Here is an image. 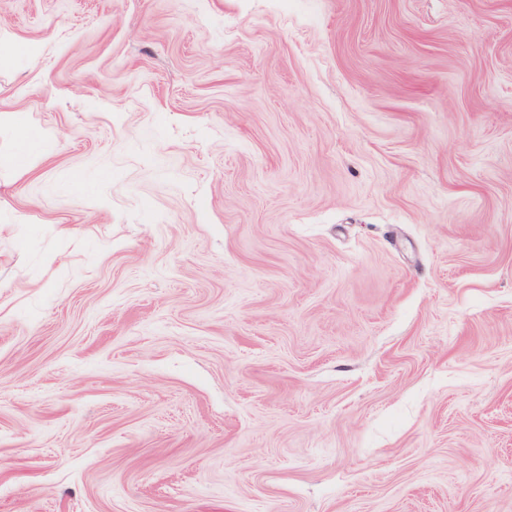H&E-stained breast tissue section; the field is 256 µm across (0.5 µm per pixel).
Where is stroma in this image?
I'll use <instances>...</instances> for the list:
<instances>
[{
	"label": "stroma",
	"instance_id": "1",
	"mask_svg": "<svg viewBox=\"0 0 512 512\" xmlns=\"http://www.w3.org/2000/svg\"><path fill=\"white\" fill-rule=\"evenodd\" d=\"M0 33V512H512V0Z\"/></svg>",
	"mask_w": 512,
	"mask_h": 512
}]
</instances>
